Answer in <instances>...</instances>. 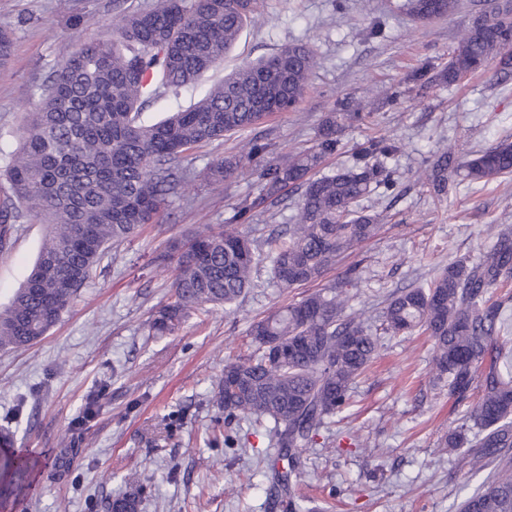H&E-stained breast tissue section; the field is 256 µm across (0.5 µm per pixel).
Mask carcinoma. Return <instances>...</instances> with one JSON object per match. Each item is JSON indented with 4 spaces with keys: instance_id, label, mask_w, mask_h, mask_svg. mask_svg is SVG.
<instances>
[{
    "instance_id": "cac0c4a2",
    "label": "carcinoma",
    "mask_w": 512,
    "mask_h": 512,
    "mask_svg": "<svg viewBox=\"0 0 512 512\" xmlns=\"http://www.w3.org/2000/svg\"><path fill=\"white\" fill-rule=\"evenodd\" d=\"M260 0H155L126 13L107 38L92 37L62 59L28 114L17 147L3 156L12 196L0 201V249L14 224L28 213L50 233L25 283L0 312V348L23 349L41 341L60 321L91 279L106 250L163 223L168 197L184 179L183 154L226 135L253 130L302 99L316 61L303 45L242 66L211 86L192 106L154 124L140 120L145 105L192 86L224 59L243 27L259 14ZM421 20L447 15L453 0H405ZM461 30L458 45L441 71L450 84L500 56L503 76L512 75V19L492 16ZM14 47L0 29V67ZM349 123L367 117L362 100L340 103ZM342 125L331 115L311 148L272 153L257 135L238 143L236 154L213 169L216 182L234 177L246 163L257 172V195L242 202L219 232L210 227L161 255L175 263L168 301L150 321L155 336L174 334L192 311L208 305L226 310L269 270L279 288L304 286L322 277L363 243L375 238L381 214L357 208L374 186L389 189L392 174L370 163L397 146L369 139L358 145L357 164L319 174L336 153ZM465 171L489 182L512 176V142L503 141L470 159L460 148L442 146L425 180L439 191L448 172ZM303 189L287 236L262 244L239 226L253 211L274 204L290 189ZM512 283V229L493 232L479 259H460L424 285L394 293L382 312L384 333L421 331L433 343V364L448 398L466 407L441 439L461 451L469 473L488 471L460 512H512V294L495 291ZM351 273L265 318L248 331L253 352L224 365L214 400L224 426L246 419L273 424L277 458L271 484L282 512H305L291 494L302 476L300 458L321 428L348 404L351 389L377 355L379 339L368 319L350 310ZM288 342V359L269 353L266 338ZM34 462L0 455V476L20 488Z\"/></svg>"
}]
</instances>
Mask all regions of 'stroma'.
Returning <instances> with one entry per match:
<instances>
[{
	"instance_id": "35a3bbf8",
	"label": "stroma",
	"mask_w": 512,
	"mask_h": 512,
	"mask_svg": "<svg viewBox=\"0 0 512 512\" xmlns=\"http://www.w3.org/2000/svg\"><path fill=\"white\" fill-rule=\"evenodd\" d=\"M153 0H0V28L13 30V55L0 67V151L10 152L26 112L56 62L86 39L111 34L124 11ZM404 0H263L223 62L179 95L150 103V122L184 109L233 69L302 43L316 54L304 97L295 109L271 115L256 132L273 151L314 145L323 120L341 99H365L369 119L344 124L338 151L323 172L351 165L369 138L399 147L382 165L390 190L362 200L384 217L379 235L328 270L323 278L280 292L267 270L232 312L192 313L176 333L153 336L149 321L165 303L174 268L157 263L170 238L185 239L201 225L222 229L243 200L257 194L243 170L216 183L211 169L237 151L238 136L204 145L181 159L184 186L169 199V219L147 225L104 256L74 304L38 344L0 349V431L36 463L5 512H107L129 487H142L138 512H278L270 495L265 456L268 431L246 420L232 431L246 447L213 440L224 413L212 389L224 365L249 352L250 324L294 300L342 280L357 265L353 311L372 327L399 289L429 282L448 264L476 260L490 225H512V176L484 184L453 177L438 196L421 173L443 141L474 153L512 141V79L501 80L497 59L448 85L438 81L459 31L505 0H455L448 16L419 21ZM82 19L80 26L70 16ZM397 87L391 101L379 88ZM300 193L255 209L245 227L261 240L292 223ZM46 225L16 224L0 250V310L29 275ZM460 410L434 381L433 351L423 335H381L379 355L356 384L352 404L323 428L301 458L295 493L324 512H459L466 485L459 460L438 445Z\"/></svg>"
}]
</instances>
